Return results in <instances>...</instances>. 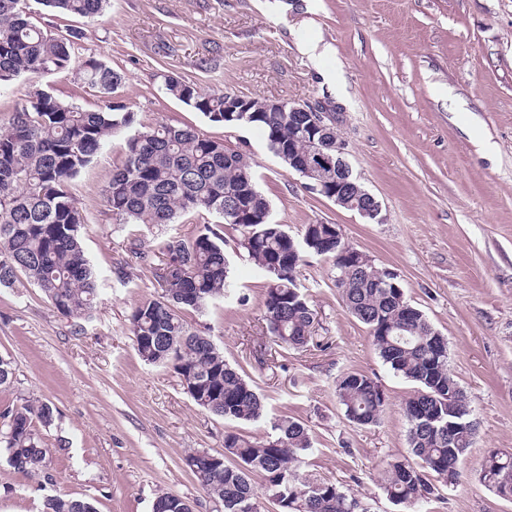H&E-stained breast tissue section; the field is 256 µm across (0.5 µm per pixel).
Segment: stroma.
<instances>
[{
	"instance_id": "35a3bbf8",
	"label": "stroma",
	"mask_w": 512,
	"mask_h": 512,
	"mask_svg": "<svg viewBox=\"0 0 512 512\" xmlns=\"http://www.w3.org/2000/svg\"><path fill=\"white\" fill-rule=\"evenodd\" d=\"M32 20L54 33L82 29L79 56L106 62L125 80L106 98L69 72L21 76L0 86V124L42 89L86 109L124 106L140 131L190 126L250 154L274 221L295 236L308 224L339 225L349 245L398 274L407 299L448 342V367L479 429L458 481L411 512H512V500L479 480L491 452L512 454V0H108L91 21L54 16L37 2ZM309 41L331 45L332 56L315 64L301 50ZM170 73L207 92L328 105L345 160L381 203L382 222L310 192L257 129L210 122L165 94ZM126 139L114 134L69 187L100 275L91 320L61 315L26 279L0 288V356L14 369L0 404L54 409L48 477L0 461V512H42L49 496L91 498L98 512H152L161 492L193 512H223L186 456L222 451L228 430L263 439L284 415L310 430L305 474L355 494L370 512H402L380 484L387 461L408 453L402 407L415 386L383 363L366 326L347 312L332 257L306 256L298 274L317 312L307 347H281L269 333L267 281L240 255L229 225L233 292L184 314L244 371L265 404L259 421L212 415L172 369L139 359L129 318L162 290L155 265L132 258L131 242L156 254L169 236H193L211 217L116 223L104 190ZM347 371L384 391L378 424L346 420L335 381Z\"/></svg>"
}]
</instances>
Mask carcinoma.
<instances>
[{"label":"carcinoma","mask_w":512,"mask_h":512,"mask_svg":"<svg viewBox=\"0 0 512 512\" xmlns=\"http://www.w3.org/2000/svg\"><path fill=\"white\" fill-rule=\"evenodd\" d=\"M106 0H42L60 14L92 19ZM83 32L52 34L29 19L26 0H0V85L26 74L65 71L77 64L79 85L109 96L124 76L93 56L78 61L75 50ZM165 94L226 127H253L266 137L268 148L282 158L288 145L305 149L310 133L298 112H266L251 99L248 112L224 111L231 94L208 93L171 74L164 76ZM134 113L108 104L82 109L45 91L30 94L0 125V287L9 288L19 275L38 288L60 314L90 316L99 283L81 243L85 218L69 184L95 159L105 141L130 127ZM105 199L120 224L178 223L190 212L221 218L186 239L169 237L161 249L158 280L162 293L142 300L132 311L129 330L142 361L167 367V346L178 347L177 374L194 381L188 393L200 408L236 423L263 416L259 394L239 370L224 360L213 340L192 330L183 310L201 311L225 296L230 287V261L224 252V225L239 232L237 242L268 280L264 314L269 332L281 345L305 347L313 335L316 312L297 284L307 253L334 259L336 275L345 264L336 241L323 224L305 226L301 238L272 220L269 201L258 189L250 157L222 142L199 135L189 126L159 123L126 141V159L113 170ZM240 209L242 222L224 209ZM386 268L355 270L343 283L348 312L364 324L383 363L416 385L405 402L410 456L396 458L384 470L382 489L395 505L409 508L450 485L472 446L474 429L467 397L448 369V343L425 314L406 298L403 288H377L389 278ZM336 398L345 418L358 426L380 421L386 396L378 383L360 372H346L335 382ZM53 423V408L27 401L0 409V460L14 470L48 477L51 450L43 430ZM274 434L253 441L224 432L225 454L190 452L198 484L224 512H244L254 503L256 485L279 512H369L340 487L318 482L300 470L310 450L306 424L279 418ZM480 482L503 499L512 500V454L489 457ZM162 512H186V501L170 493L155 498ZM43 512H97L94 500L50 496Z\"/></svg>","instance_id":"1"}]
</instances>
